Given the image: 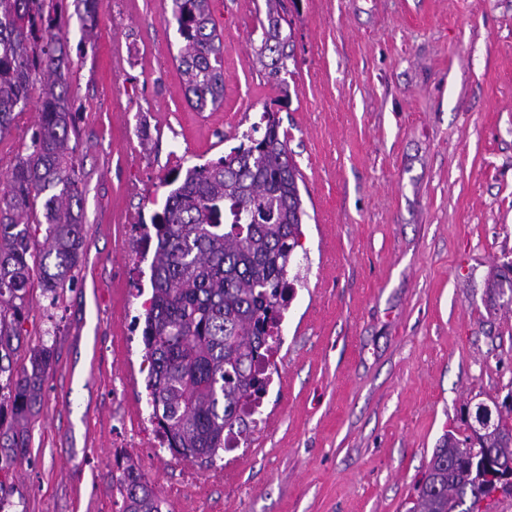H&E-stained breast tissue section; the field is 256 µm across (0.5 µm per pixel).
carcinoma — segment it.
<instances>
[{"instance_id":"1","label":"carcinoma","mask_w":512,"mask_h":512,"mask_svg":"<svg viewBox=\"0 0 512 512\" xmlns=\"http://www.w3.org/2000/svg\"><path fill=\"white\" fill-rule=\"evenodd\" d=\"M181 46L186 93L200 111L224 99L223 44L212 22L211 0H167ZM63 0H0V137L39 100V119L24 153L0 188V390L8 391L16 420L41 401L51 348L30 353V367L14 376L13 343L21 342L22 312L34 271L44 292L57 299L71 280L83 247L76 147L66 80L69 58L63 34ZM283 0H266L258 60L277 80L288 72L282 34ZM270 58V63L263 58ZM265 129L229 154L176 172L162 212L152 217L144 249L154 248L153 288L145 309L142 343L149 363L146 388L151 418L172 455L215 461L225 436L246 430L243 404L262 397L268 380L252 367L266 361L275 329L293 292L289 268L301 247L306 211L296 164L288 155L276 113L263 112ZM42 210L43 248L31 252L30 216ZM0 432V438L3 437ZM7 437L10 464L26 447L18 431ZM512 462V424L497 413L496 427L450 434L414 487L411 512H486L496 489L483 468V449ZM123 512H162L155 487L135 465L122 469Z\"/></svg>"}]
</instances>
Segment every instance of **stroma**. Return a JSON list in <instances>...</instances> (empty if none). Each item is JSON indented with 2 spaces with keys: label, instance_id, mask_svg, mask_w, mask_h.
Returning <instances> with one entry per match:
<instances>
[{
  "label": "stroma",
  "instance_id": "stroma-1",
  "mask_svg": "<svg viewBox=\"0 0 512 512\" xmlns=\"http://www.w3.org/2000/svg\"><path fill=\"white\" fill-rule=\"evenodd\" d=\"M294 58L268 81L265 0H211L224 100L189 104L165 0L67 11L84 246L49 301L32 278L14 371L53 349L9 512H122L131 462L163 512H410L463 409L512 395V0H285ZM275 110L301 172L300 280L257 425L231 462L157 447L141 318L144 225L165 177Z\"/></svg>",
  "mask_w": 512,
  "mask_h": 512
}]
</instances>
